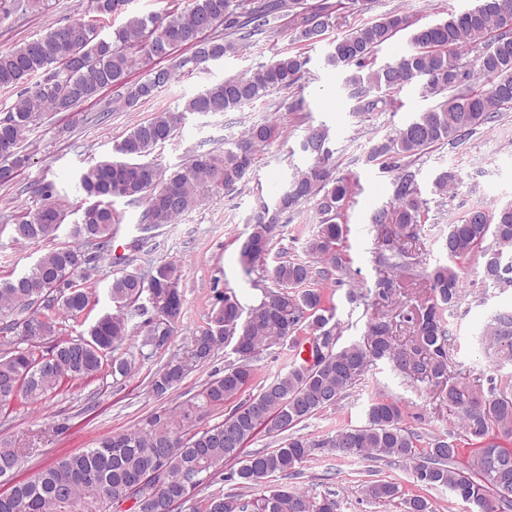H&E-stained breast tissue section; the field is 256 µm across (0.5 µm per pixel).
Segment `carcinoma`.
<instances>
[{
    "mask_svg": "<svg viewBox=\"0 0 512 512\" xmlns=\"http://www.w3.org/2000/svg\"><path fill=\"white\" fill-rule=\"evenodd\" d=\"M129 0H91V18L49 27L45 33L0 53V88L17 91V101L0 111V184L27 167L22 142L45 112H74L84 103L114 90L112 103L135 108L155 96L175 76L164 66L148 70L144 79L129 81L139 63L162 62L177 50L188 55L179 62L190 72L236 53L253 37L279 34L277 20L291 17L296 40L313 45L323 39L341 0L310 4L308 0H188L185 7L163 16L130 15L108 31L107 22L126 12ZM501 0H476L474 7L448 18L416 26L404 13L388 14L336 39L326 64L355 67L346 79L354 111H380L387 103L381 92L397 93L418 83L423 96L446 92L441 103L419 113L369 149L365 162L398 172L394 201L374 209L369 222L391 233L416 235L428 220L415 174L408 166L428 150L459 146L477 129L512 110V8ZM411 29L410 50L394 62L375 66L376 50L398 32ZM476 52L473 59L466 56ZM309 59L301 53L279 54L237 78L217 82L187 99L182 109L165 110L137 124L115 145L116 160H101L84 169L79 185L86 205L70 230L76 240L50 248L33 267L0 281V405L18 396L38 402L65 384L93 379L109 370L112 376L132 372L131 360L115 355L129 337V321L147 316L138 354L152 358L170 349L176 322L167 306L178 302L181 275L173 262L155 267L146 277L137 270L113 274L108 293L111 314L89 320L95 307L92 272L112 251L114 203H143V221L161 227L224 192L237 189L255 173L261 148L284 137L275 119L256 123L222 150L196 152L171 172L147 160L171 140L189 114L228 112L290 89L301 79ZM329 129H307L300 144L313 164L293 173L289 185L248 219L239 244L245 274L263 263L282 235L284 214L305 201L314 202L318 231L305 246L306 260L279 257L269 271L272 286L261 300L245 307L231 290L217 296V305L185 345L170 354L150 380L151 392L165 397L195 368L211 361L221 348L235 360L224 374L210 379L173 413H154L134 430L107 435L94 448L59 457L34 476L11 486L8 507L0 512H103L123 495L134 475L152 477L159 489L136 502L131 512H163L165 498L197 500L192 512H338L336 493H309L288 485L311 456L334 451L341 457L362 456L390 464L408 463L418 493L406 494L391 480L371 478L360 484L362 497L373 504L400 501L402 512H434L426 489L444 487L478 512H512V499L501 489L512 488V448L498 445L512 439V374L500 375L488 390L448 378V356L455 338L448 313L464 297L463 264L481 261V281L502 290L512 287V203L494 213L471 209L448 225L444 243L448 263L425 271L432 297L410 317L413 347L395 344L393 327L383 317L368 321L360 340L337 346L340 323L335 306L327 304L322 282L329 269L343 264L337 249L349 232L346 207L353 182L334 178L322 167L328 157ZM453 170L439 173L434 192L445 195L461 183ZM54 191L41 189L45 203L16 217L14 233L23 241L52 237L63 213L50 202ZM93 250H87V247ZM72 321L87 323L88 337L67 338L44 351L28 336H55ZM323 341L321 365L302 357L304 347ZM483 353L496 365H512V309L492 312L478 336ZM288 345V370L262 384L259 392L240 396L256 376L254 361L276 345ZM387 362L406 377L419 376L447 386L448 406L461 417L460 434L423 435L406 426L402 404L387 396L375 399L361 425L347 424L331 435L308 437L296 427L336 406L360 385L372 367ZM224 420L196 430L183 429L203 412L224 404ZM282 437L272 450L242 455L259 433ZM20 449L0 447V468L15 470ZM230 465L227 480L251 493L210 490L218 469ZM281 477L283 483H274Z\"/></svg>",
    "mask_w": 512,
    "mask_h": 512,
    "instance_id": "1",
    "label": "carcinoma"
}]
</instances>
